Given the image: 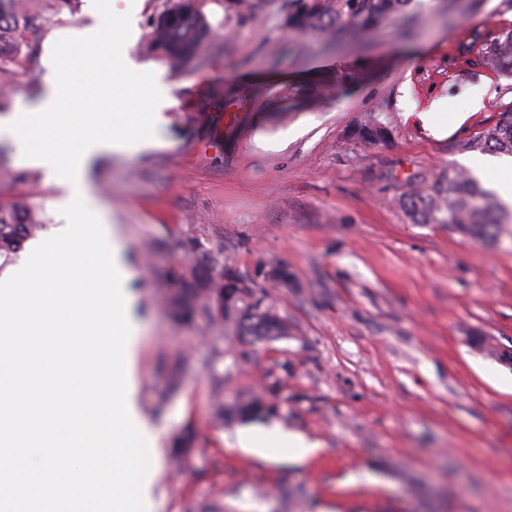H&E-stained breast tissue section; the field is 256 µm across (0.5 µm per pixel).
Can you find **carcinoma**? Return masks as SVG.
Instances as JSON below:
<instances>
[{"label": "carcinoma", "instance_id": "carcinoma-1", "mask_svg": "<svg viewBox=\"0 0 512 512\" xmlns=\"http://www.w3.org/2000/svg\"><path fill=\"white\" fill-rule=\"evenodd\" d=\"M411 0H288L286 24L302 34L318 33L334 43L346 33L356 35L375 28L390 15L402 16ZM27 16L19 0H0V65L20 60ZM211 39V29L197 0H174L153 23L148 49L180 67L201 59ZM480 60L489 70L512 76V29H502L481 48ZM474 148L512 156V105L486 130ZM408 213L420 224H446L464 238L486 243L496 240L509 224L508 210L478 180L453 167L434 180L410 181L400 197ZM45 229L43 220L18 205L0 204V269L13 262L25 242ZM168 283L175 288L172 309L183 322L209 324L231 317L240 333L258 341L285 335L286 327L271 309L255 297L252 287L224 269V251L204 252L193 238L181 245ZM177 458L192 456L193 433L178 438Z\"/></svg>", "mask_w": 512, "mask_h": 512}]
</instances>
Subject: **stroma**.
I'll list each match as a JSON object with an SVG mask.
<instances>
[{
	"label": "stroma",
	"instance_id": "obj_1",
	"mask_svg": "<svg viewBox=\"0 0 512 512\" xmlns=\"http://www.w3.org/2000/svg\"><path fill=\"white\" fill-rule=\"evenodd\" d=\"M172 2L141 0L129 48L137 64L165 69L175 100L158 144L101 157L86 201L107 209L137 272L135 381L157 436L154 512H512V369L470 341L479 332L512 348V224L477 243L417 223L399 201L410 180L482 159L473 144L512 102V78L486 69L477 45L512 28V0H413L410 36L388 17L330 52L325 38L287 28V0H254L249 12L200 0L206 59L178 69L146 49ZM24 4L21 63L0 66V115L36 106L47 41L88 20V0ZM336 72L349 84L322 95L317 82ZM433 107L440 134L421 118ZM374 119L387 137L361 141ZM0 147V203L58 227L55 183L18 164L15 141ZM188 237L223 247L225 267L285 321V336L255 343L231 319L174 318L163 279ZM275 267L289 285L269 279ZM254 396L262 412L237 416ZM274 425L317 452L262 459L238 447L242 429ZM188 426L198 450L178 469L173 442Z\"/></svg>",
	"mask_w": 512,
	"mask_h": 512
}]
</instances>
